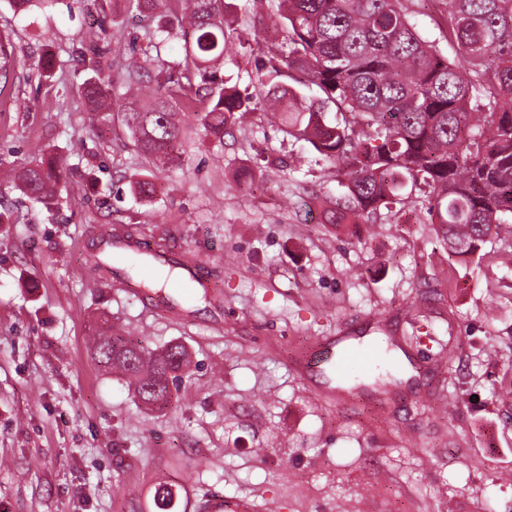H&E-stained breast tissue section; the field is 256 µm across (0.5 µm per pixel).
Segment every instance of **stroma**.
I'll list each match as a JSON object with an SVG mask.
<instances>
[{
	"instance_id": "stroma-1",
	"label": "stroma",
	"mask_w": 512,
	"mask_h": 512,
	"mask_svg": "<svg viewBox=\"0 0 512 512\" xmlns=\"http://www.w3.org/2000/svg\"><path fill=\"white\" fill-rule=\"evenodd\" d=\"M228 51L217 80L259 96L276 38L268 0H228ZM420 35L449 59L443 0H406ZM156 13L132 0H60L14 15L0 35L20 57L0 94V512H201L206 498L246 499L267 512H512V234L457 264L415 187L412 207L359 225L332 224L346 189L312 147L256 111L223 143L191 125L180 164L159 168L112 107L84 120L80 85L119 94ZM107 35L93 66L68 50L88 27ZM61 60L43 74L38 60ZM181 40L145 65L154 101L183 67ZM68 171L47 209L16 186L37 148ZM149 176L151 202L128 183ZM137 246L138 268L95 261L97 243ZM197 269L191 300L150 287L147 265ZM355 322L389 337L413 370L381 405L379 383L321 394L295 350ZM117 333L155 349L184 345L191 371L173 401L150 410L124 377L100 370L90 340ZM454 358L436 360L442 346Z\"/></svg>"
}]
</instances>
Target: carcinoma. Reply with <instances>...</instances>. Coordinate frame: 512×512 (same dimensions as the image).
<instances>
[{"label": "carcinoma", "instance_id": "carcinoma-1", "mask_svg": "<svg viewBox=\"0 0 512 512\" xmlns=\"http://www.w3.org/2000/svg\"><path fill=\"white\" fill-rule=\"evenodd\" d=\"M284 48L270 65L261 96L291 137L312 146L346 181L349 210L368 218L406 205L408 187L429 188L430 223L462 264L481 257L484 246L512 219V0H445L446 40L458 47L450 60L423 39L403 0H271ZM26 13L58 0H9ZM224 0H187L180 17L158 26L146 61L160 53L173 30L184 40L185 69L149 107L125 105L122 121L134 146L153 161L176 164L193 108L194 80L211 82L210 68L224 57ZM94 41L78 35L71 57L86 60ZM15 47L0 43V88L16 64ZM297 70L315 92L278 80L280 68ZM81 92L97 126L112 122L110 89L95 78ZM255 110L253 96L234 86L210 92L194 112L203 134L224 142L236 119ZM65 166L44 155L18 175L21 190L49 209ZM151 199L147 177L130 185ZM100 367L122 374L136 397L162 409L173 397L170 378L189 372L185 349L147 350L121 336L95 339Z\"/></svg>", "mask_w": 512, "mask_h": 512}]
</instances>
